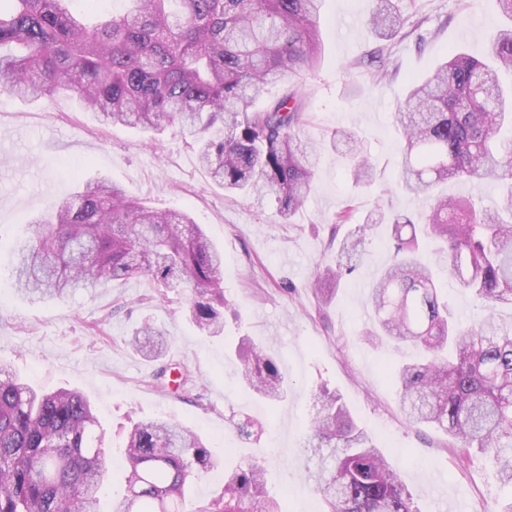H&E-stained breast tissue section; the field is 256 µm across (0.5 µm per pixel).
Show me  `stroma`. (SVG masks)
<instances>
[{
  "instance_id": "1",
  "label": "stroma",
  "mask_w": 512,
  "mask_h": 512,
  "mask_svg": "<svg viewBox=\"0 0 512 512\" xmlns=\"http://www.w3.org/2000/svg\"><path fill=\"white\" fill-rule=\"evenodd\" d=\"M396 2L400 31L382 39L362 25L373 0H325L324 53L298 87L305 97L299 136L323 142L336 129L356 131L376 176L353 185L345 156L324 150L317 189L289 224L281 223L274 200L227 198L199 164L195 143L176 129L144 135L103 124L68 98L31 102L0 91V362L34 386L76 389L90 399L112 460L103 507L123 489L124 429L164 417L226 453L224 469L196 480L194 500L216 497L225 469L252 460L265 466L266 489L282 512H320L299 469L323 390L341 398L396 465L419 512H504L512 502V487L503 484L491 453L472 450L469 466L458 468L442 430L406 421L392 372L416 358L417 350L364 336L373 318L370 285L394 257L386 225L366 238L356 270L326 305H317L308 290L335 253L329 229L336 212L354 205L352 221L359 224L378 206L401 213L421 209L399 186L396 108L411 79L425 74L444 50L480 55L503 22L495 0ZM377 47L396 67L384 80L364 63ZM94 178L111 180L151 208L189 212L202 226L224 254V295L231 307L221 334H202L185 317L191 297L185 288L159 297L146 281L131 279L39 303L14 291L10 269L29 221ZM437 277L457 321L471 324L486 316L447 270ZM145 321L166 332V363L192 376L178 392L160 390L157 362L126 345ZM248 342L271 347L288 382L285 400H261L242 385L237 351ZM248 418L262 425L249 436L238 430Z\"/></svg>"
}]
</instances>
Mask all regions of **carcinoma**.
I'll return each instance as SVG.
<instances>
[{
    "instance_id": "carcinoma-1",
    "label": "carcinoma",
    "mask_w": 512,
    "mask_h": 512,
    "mask_svg": "<svg viewBox=\"0 0 512 512\" xmlns=\"http://www.w3.org/2000/svg\"><path fill=\"white\" fill-rule=\"evenodd\" d=\"M73 0H0V81L16 97L67 95L107 124L142 132L176 125L199 144L211 179L234 195L275 200L291 223L315 189L317 148L298 130L304 104L286 93L263 109L250 100L266 85L295 86L322 53V0H125L126 12L91 24ZM401 24L393 0H375L363 25L385 38ZM512 25L489 38L483 59L452 48L432 72L413 81L398 106L405 190L427 202L417 219L381 207L348 231L336 264L318 274L313 293L328 301L354 269L374 224L390 226L396 259L373 281L368 336L383 334L420 348L399 371V400L410 423L434 424L457 446L492 448L512 484V320L494 316L463 326L430 267L423 241L460 286L493 311L512 305ZM353 144L350 174L371 182L375 167L354 132L335 131L329 145ZM506 182L494 209L435 193L452 179ZM223 258L185 212L144 206L105 179L83 183L30 221V235L10 271L16 291L33 301L63 298L114 281H148L155 290L188 288V317L202 332L224 329ZM128 344L163 358L165 333L142 323ZM242 377L258 394L282 399L279 361L259 346L242 349ZM306 437V466L322 512H419L396 469L376 450L334 393ZM90 400L81 392L43 393L0 365V512H100L109 459ZM124 493L112 512H281L265 492L264 469L247 462L224 476L220 494L193 502L192 481L224 465L201 434L182 423H137L121 447Z\"/></svg>"
}]
</instances>
